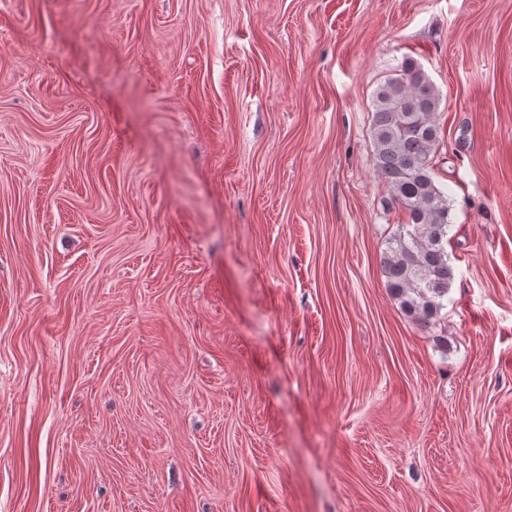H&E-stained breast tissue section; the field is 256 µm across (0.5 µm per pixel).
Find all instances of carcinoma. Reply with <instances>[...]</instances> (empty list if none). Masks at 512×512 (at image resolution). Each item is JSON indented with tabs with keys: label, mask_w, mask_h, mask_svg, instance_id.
Masks as SVG:
<instances>
[{
	"label": "carcinoma",
	"mask_w": 512,
	"mask_h": 512,
	"mask_svg": "<svg viewBox=\"0 0 512 512\" xmlns=\"http://www.w3.org/2000/svg\"><path fill=\"white\" fill-rule=\"evenodd\" d=\"M440 94L405 57L373 95V163L406 222L386 241L381 267L390 295L411 320L435 327L444 319L454 267L448 253V192L436 180Z\"/></svg>",
	"instance_id": "obj_1"
}]
</instances>
